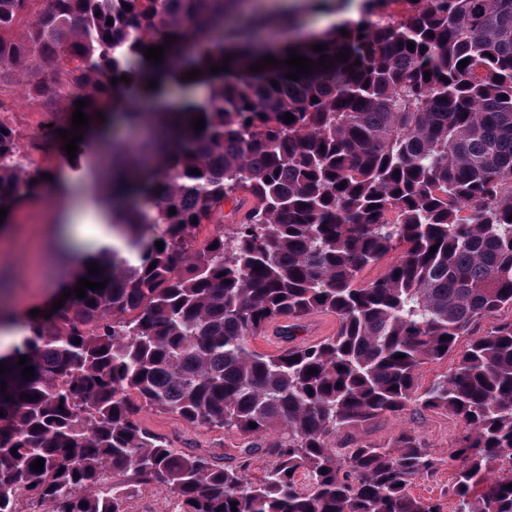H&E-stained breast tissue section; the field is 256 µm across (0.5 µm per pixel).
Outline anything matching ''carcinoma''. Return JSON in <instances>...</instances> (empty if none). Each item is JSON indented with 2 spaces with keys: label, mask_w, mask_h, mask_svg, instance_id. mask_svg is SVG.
Returning <instances> with one entry per match:
<instances>
[{
  "label": "carcinoma",
  "mask_w": 512,
  "mask_h": 512,
  "mask_svg": "<svg viewBox=\"0 0 512 512\" xmlns=\"http://www.w3.org/2000/svg\"><path fill=\"white\" fill-rule=\"evenodd\" d=\"M243 2L0 0V72L33 75L45 112L36 159L0 120V208L38 189L74 102L88 115L112 102L130 132L155 123L129 152L112 144L140 198L112 224L138 259L86 256L101 268L86 278L105 288L31 318L0 355V512H21L24 496L49 512H127L144 484L173 493L177 512H443L410 493L443 464L415 432L349 438L415 409L462 426L453 512H512V320L416 385L424 364L512 309V0H360L353 24L269 45L256 31L284 35L292 18ZM167 35L163 61H147ZM222 47L244 62L212 74ZM293 49L333 66L297 80L283 64L249 71ZM317 312L336 317V334L296 342ZM278 320L287 347L254 350ZM142 406L260 442L224 461L181 453L136 418ZM257 453L270 463L252 479Z\"/></svg>",
  "instance_id": "1"
}]
</instances>
